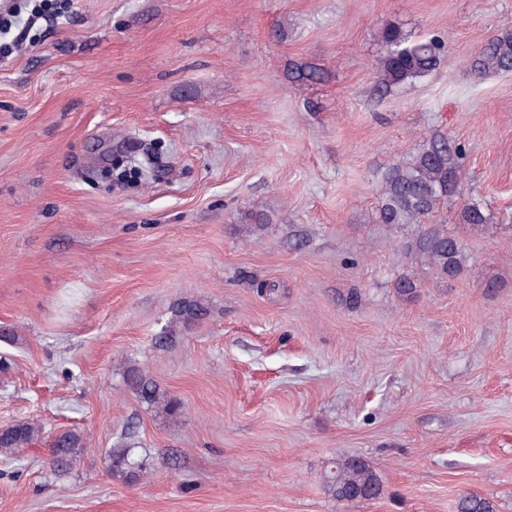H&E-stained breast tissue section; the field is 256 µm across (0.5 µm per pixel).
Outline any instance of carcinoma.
Segmentation results:
<instances>
[{"instance_id":"1","label":"carcinoma","mask_w":512,"mask_h":512,"mask_svg":"<svg viewBox=\"0 0 512 512\" xmlns=\"http://www.w3.org/2000/svg\"><path fill=\"white\" fill-rule=\"evenodd\" d=\"M383 52L377 61L379 83L386 87L400 86L431 74L440 64L445 44L435 38H415L396 23L385 25L378 34ZM470 70L477 76L512 72V24L502 27L488 38L470 60ZM462 147L446 135L433 136L418 152L392 164L383 174L378 188L379 222L382 224H416L421 230L411 250L442 278L459 271L460 246L448 233L445 224L431 220L448 201L461 180ZM461 224L479 226L490 222V215L473 198L463 200L458 213ZM177 323L188 328L204 319L207 308L197 301L177 304ZM128 381L145 403L172 411L178 408L176 399L165 394L158 384L138 369L129 372ZM42 435V425L19 422L0 429V458L9 459L19 448H28ZM87 447L79 432L67 430L56 434L53 467L63 470ZM325 487L340 500L374 499L380 494V483L367 462L360 457L341 459L333 463L325 476ZM458 512H494L493 504L484 497L466 494L459 499Z\"/></svg>"}]
</instances>
